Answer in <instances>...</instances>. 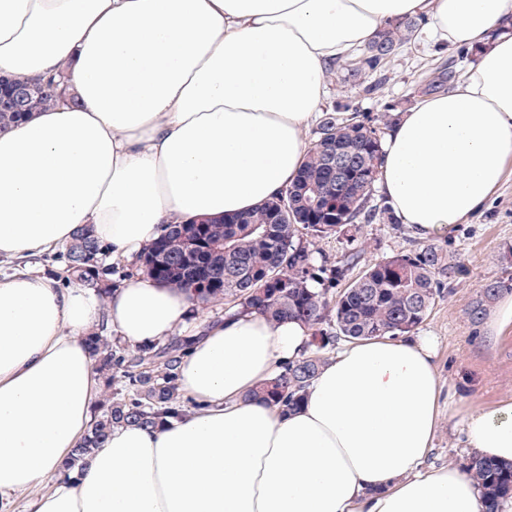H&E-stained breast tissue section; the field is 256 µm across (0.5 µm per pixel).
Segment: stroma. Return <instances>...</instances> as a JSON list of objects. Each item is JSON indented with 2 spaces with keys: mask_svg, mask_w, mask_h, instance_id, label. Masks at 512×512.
Listing matches in <instances>:
<instances>
[{
  "mask_svg": "<svg viewBox=\"0 0 512 512\" xmlns=\"http://www.w3.org/2000/svg\"><path fill=\"white\" fill-rule=\"evenodd\" d=\"M461 56L472 65L478 52L435 44L426 32H419L415 43L404 47L386 66V81L379 93L364 94L358 84H341L331 75L323 106L349 109L375 120L386 113L408 111L416 103L414 90L422 80L431 71H447ZM303 243L314 265L329 269L346 264L351 253H358V267L348 272L352 278L376 261L428 246L453 257L463 272L451 293L436 301L418 331L434 336L441 380L453 388L459 406L491 407L512 399V327L488 337L487 323L501 297L485 294L491 283L501 279L504 269L512 266V168L490 200L446 236L422 239L402 223H373L330 238L307 237ZM477 304L482 305L483 313L475 320L470 311Z\"/></svg>",
  "mask_w": 512,
  "mask_h": 512,
  "instance_id": "35a3bbf8",
  "label": "stroma"
}]
</instances>
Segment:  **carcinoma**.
Segmentation results:
<instances>
[{
    "label": "carcinoma",
    "instance_id": "cac0c4a2",
    "mask_svg": "<svg viewBox=\"0 0 512 512\" xmlns=\"http://www.w3.org/2000/svg\"><path fill=\"white\" fill-rule=\"evenodd\" d=\"M416 31L411 16L386 23L352 63H337L333 74L350 82L366 71H382ZM379 40L388 47L383 54L373 51ZM61 87L51 78L27 100L24 110L0 107V127L55 105L64 98ZM381 145L379 127L355 116L343 117L338 109L326 111L304 165L286 189L288 218L282 217L278 196L222 221L205 218L198 225L200 243L194 248L185 225L164 224L160 236L140 255L146 275L190 293L199 304H228L234 314L256 312L270 320L296 319L311 327L319 338L316 349L258 391L287 410L298 405L324 362L319 350L339 340L408 335L462 272L434 247L394 255L367 266L328 309L326 289L316 287L324 268L312 264L301 237H331L376 220L398 223L387 208L372 203ZM109 254L80 228L56 257L66 273L107 294L109 289L98 287V271ZM325 323L330 325L327 331L321 328ZM85 341L111 397L95 408L83 444L67 463L69 470L83 466L112 427H150L187 410L178 386V369L189 347L186 338L122 351L113 348L112 336L101 324ZM468 470L483 493L485 512H499L502 502L512 497V463L472 457Z\"/></svg>",
    "mask_w": 512,
    "mask_h": 512
}]
</instances>
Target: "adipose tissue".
Returning a JSON list of instances; mask_svg holds the SVG:
<instances>
[{
  "instance_id": "ef3b65f1",
  "label": "adipose tissue",
  "mask_w": 512,
  "mask_h": 512,
  "mask_svg": "<svg viewBox=\"0 0 512 512\" xmlns=\"http://www.w3.org/2000/svg\"><path fill=\"white\" fill-rule=\"evenodd\" d=\"M424 14L479 47L450 91L386 135L378 189L421 238L486 203L512 164V0H0V74L66 72L75 102L0 130V499L54 478L34 512H483L463 465L425 468L442 390L429 336L345 344L288 413L256 389L310 350L297 320L193 317L135 275L101 297L31 262L80 227L131 260L162 225L250 211L302 167L326 72L386 22ZM131 347L186 336L195 406L113 427L82 469L103 380L99 321ZM469 454L512 462V400L469 406Z\"/></svg>"
}]
</instances>
